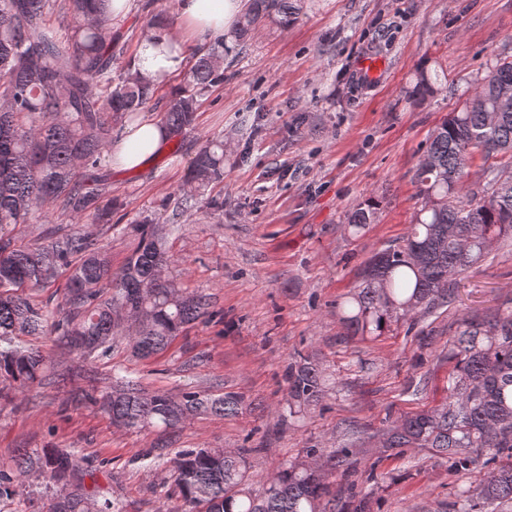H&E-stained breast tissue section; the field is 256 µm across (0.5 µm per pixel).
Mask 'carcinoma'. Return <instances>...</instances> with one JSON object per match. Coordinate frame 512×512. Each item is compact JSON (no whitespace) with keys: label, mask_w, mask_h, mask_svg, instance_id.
<instances>
[{"label":"carcinoma","mask_w":512,"mask_h":512,"mask_svg":"<svg viewBox=\"0 0 512 512\" xmlns=\"http://www.w3.org/2000/svg\"><path fill=\"white\" fill-rule=\"evenodd\" d=\"M104 0H68L77 20L67 47L44 23L52 0H0V382L19 392L42 384L50 364L38 351L12 344L16 336L46 332L84 358L106 354L116 335L132 355L150 358L209 314L208 297L188 292L165 275L169 258L163 229L145 218L124 228L134 246L124 265L112 270L108 252L78 224H112L103 202L101 159L112 142V120L134 117L152 106L160 124L175 135L196 124L202 100L224 81L225 37L192 51L194 63L181 85L161 95V83L126 64L120 38L107 39L111 16ZM293 0H249L233 32L242 42L261 22L288 26ZM418 99L437 93L435 81L418 73ZM507 162L491 163L495 157ZM479 180H469L475 158ZM224 176V140H205L175 199L194 208L197 193ZM420 206L408 232L375 252L356 273L354 286L336 302L340 320L354 336L380 337L392 326L415 325L455 299L453 278L478 267L501 241L512 239V57L488 68L463 104L432 130L413 174ZM45 205L69 217L76 228H47L39 242L14 234L33 210ZM377 204L367 201L348 216L350 236H363ZM63 286L47 298L29 292L47 288L61 275ZM489 316L458 319L448 347V397L407 413L377 435L383 448H428L448 458L456 473L469 470L472 452H488L492 465L478 492L459 491L444 512H486L483 505L512 504V299ZM289 414L318 404L329 381L312 355L296 353L285 372ZM112 424L129 431H159L167 448L182 424L210 414L234 416L242 404L235 392L187 391L179 397L148 392L129 380L112 391L86 392ZM346 447L322 460L311 448L306 459L279 465L254 479L249 450L191 448L173 459V480L190 512H371L369 494L347 484L336 508L327 471H355ZM42 477L47 512H123L120 502L90 489L92 470L72 451L46 448L18 453L0 465V504L10 502L31 472Z\"/></svg>","instance_id":"1"}]
</instances>
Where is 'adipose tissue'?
I'll return each instance as SVG.
<instances>
[{
  "label": "adipose tissue",
  "instance_id": "adipose-tissue-1",
  "mask_svg": "<svg viewBox=\"0 0 512 512\" xmlns=\"http://www.w3.org/2000/svg\"><path fill=\"white\" fill-rule=\"evenodd\" d=\"M245 0H181L180 24L173 30L143 40L137 66L141 74L152 78L171 76L184 60L188 36L205 39L231 27ZM169 134L151 117L139 124L125 126L112 148V165L124 171H137L160 153Z\"/></svg>",
  "mask_w": 512,
  "mask_h": 512
}]
</instances>
